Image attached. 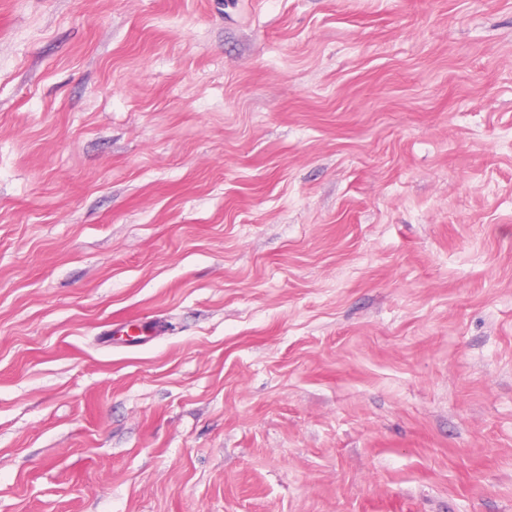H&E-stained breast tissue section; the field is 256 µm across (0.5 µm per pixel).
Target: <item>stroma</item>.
Returning <instances> with one entry per match:
<instances>
[{"label":"stroma","instance_id":"stroma-1","mask_svg":"<svg viewBox=\"0 0 512 512\" xmlns=\"http://www.w3.org/2000/svg\"><path fill=\"white\" fill-rule=\"evenodd\" d=\"M0 512H512V0H0Z\"/></svg>","mask_w":512,"mask_h":512}]
</instances>
